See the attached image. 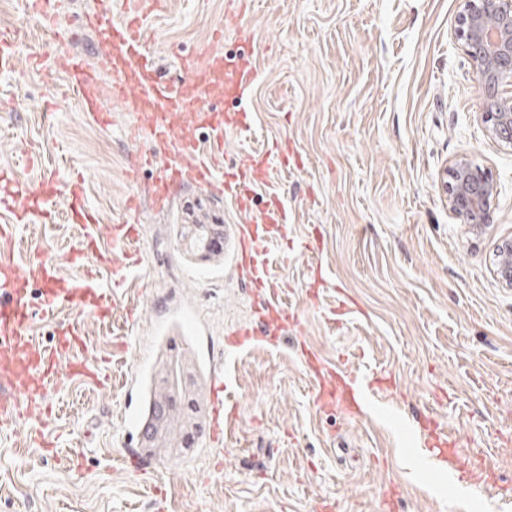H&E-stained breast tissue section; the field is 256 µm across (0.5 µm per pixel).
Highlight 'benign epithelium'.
Instances as JSON below:
<instances>
[{"label": "benign epithelium", "instance_id": "7a95c632", "mask_svg": "<svg viewBox=\"0 0 512 512\" xmlns=\"http://www.w3.org/2000/svg\"><path fill=\"white\" fill-rule=\"evenodd\" d=\"M455 34L475 67L487 133L512 146V0H461ZM449 177V212L469 233L484 234L497 195L495 185L483 169L467 161L454 163ZM496 275L512 287L511 240L500 247Z\"/></svg>", "mask_w": 512, "mask_h": 512}]
</instances>
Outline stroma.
Masks as SVG:
<instances>
[{
	"label": "stroma",
	"mask_w": 512,
	"mask_h": 512,
	"mask_svg": "<svg viewBox=\"0 0 512 512\" xmlns=\"http://www.w3.org/2000/svg\"><path fill=\"white\" fill-rule=\"evenodd\" d=\"M95 0H68L58 16L73 50L113 77L99 38L83 25ZM225 0H167L150 20L161 81L178 84L180 60L207 52H251L261 81L226 103L250 112L249 131L228 132L224 164L288 141L298 164L275 171L288 234L269 242L275 283L295 322L277 346L255 343L232 356L224 337L255 322L253 293L231 256L187 250L197 223L238 224L230 201L187 183L173 208L155 212L140 195L145 234L137 247L147 272L139 294L145 327L123 338L121 313L110 328L71 309L87 353L103 360L108 390L75 378L50 395L42 432L67 453L85 446L72 472L35 444L33 425L0 437V512H512V288L495 274L496 250L512 240V147L489 138L478 118L473 62L455 36L459 0H251L243 42L224 24ZM28 32L19 66L0 74V166L28 186L57 174L79 177L109 225L131 193L125 170L146 140H129L127 115L89 121L69 96L65 72L46 74L48 32L24 0H0V25ZM467 159L497 187L491 224L465 233L450 215L446 172ZM78 234L65 221L33 224L14 255L33 269L55 259L66 280L97 273L71 264ZM172 263L180 280L155 273ZM203 311L208 341L187 347V362L223 368L233 382L237 420L215 450L147 449L148 473L112 463L121 448L122 385L139 361L161 365V327L177 306ZM389 378L359 414L312 400L313 377L300 355ZM435 418L455 448L498 463L489 483L459 479L419 445Z\"/></svg>",
	"instance_id": "stroma-1"
}]
</instances>
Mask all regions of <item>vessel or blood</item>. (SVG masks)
<instances>
[{
  "label": "vessel or blood",
  "mask_w": 512,
  "mask_h": 512,
  "mask_svg": "<svg viewBox=\"0 0 512 512\" xmlns=\"http://www.w3.org/2000/svg\"><path fill=\"white\" fill-rule=\"evenodd\" d=\"M159 0H98L96 9L85 16L87 29L112 36L106 53L112 61L115 78L113 97L122 99L134 119L132 131L147 135L151 149L142 151L130 165L126 177L136 185L142 169H154L152 199L156 208L168 206L174 191L187 180L206 187L211 193L234 201L239 211L247 213L245 223L233 225V261L244 269L251 288L258 291L268 315L264 320L269 337H277L287 329L289 315L277 301L270 282L269 264L262 243L271 231L286 232L288 212L279 195L272 194L261 211H253L250 188L269 179L264 153H253L238 165H224V122L215 115H201V104L214 92L244 99L259 83L260 72L247 57L228 62L215 57L208 67H200L185 58L181 66L185 80L178 86L160 81L156 76L155 56L143 32V22L154 14ZM64 0H25L27 10L47 27L53 28L54 50L41 56L44 70L68 73L71 90L100 126H108L111 118L100 103L96 70L71 50L70 33L56 30L55 21ZM26 39L25 32L14 25H0V71L14 70L18 65L17 49ZM203 124L210 132L213 153L206 158L197 153L192 135L176 134L175 121ZM57 190L52 184L31 189L16 182L11 168H0V213L6 214L0 225V243L12 245L14 230L21 224H50L56 218ZM68 219L77 225L86 251L101 265L111 269L112 288L104 290L93 278L68 282L60 274V266L50 259L41 260L31 275H24L11 259L0 257V432L28 422H43V405L59 374L69 375L105 388L111 376L99 373L97 362L81 353L84 333L76 324H62L52 345L31 336L35 317H57L64 310L78 307L94 316L100 325L112 323L113 311L123 314L124 328H133L140 315L139 304L124 292L129 282L142 276V260L134 243L140 237V208L136 198H128L123 211L112 225L108 236H101L99 217L86 199L81 180H72L66 189ZM40 282L43 289L38 305H31L27 290L29 280ZM318 375V400L342 397L352 402L366 397L373 382L359 383L346 368L323 370L311 362ZM207 388V414L194 431L195 444L221 445L231 419L224 416V394L228 384L223 373L210 377ZM126 435L145 442L152 430L150 421L140 411L125 413Z\"/></svg>",
  "instance_id": "b4317fda"
}]
</instances>
